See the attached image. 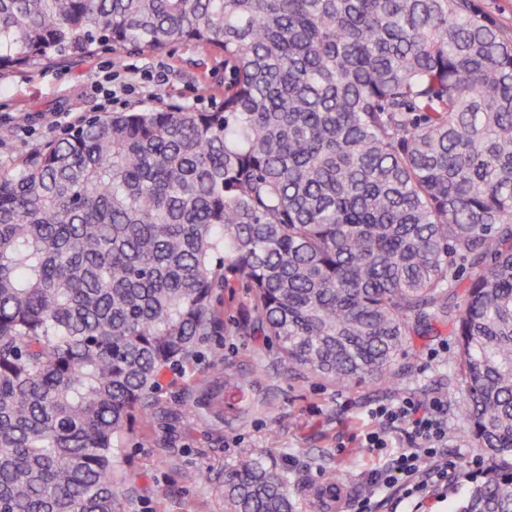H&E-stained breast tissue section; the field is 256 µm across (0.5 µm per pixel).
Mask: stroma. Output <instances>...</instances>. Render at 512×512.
<instances>
[{
    "label": "stroma",
    "instance_id": "35a3bbf8",
    "mask_svg": "<svg viewBox=\"0 0 512 512\" xmlns=\"http://www.w3.org/2000/svg\"><path fill=\"white\" fill-rule=\"evenodd\" d=\"M223 100V56H201L189 43L163 54L106 52L0 71V166L103 108L121 112L163 101L206 112ZM213 303L223 328L200 338L194 361L169 372L150 416L136 418L122 440L116 477L122 512H225L224 479L243 455L287 475L294 512H354L366 495L374 512H455L485 473L487 460L462 412L464 393L448 383L459 357L450 328L414 340L395 385L344 387L277 369L272 342L242 327L252 312L246 289H215ZM219 369L238 374L239 384L214 383ZM434 395L448 399L455 469L416 499L372 487L371 471L390 465L405 443L392 433L386 447H364L363 434L376 427L370 409ZM199 469L209 480L185 481L187 471Z\"/></svg>",
    "mask_w": 512,
    "mask_h": 512
}]
</instances>
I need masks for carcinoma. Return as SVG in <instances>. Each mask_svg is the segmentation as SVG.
<instances>
[{
    "label": "carcinoma",
    "mask_w": 512,
    "mask_h": 512,
    "mask_svg": "<svg viewBox=\"0 0 512 512\" xmlns=\"http://www.w3.org/2000/svg\"><path fill=\"white\" fill-rule=\"evenodd\" d=\"M224 56L221 109L93 114L0 168V512H121L118 448L245 288L290 375L391 383L451 326L512 512V33L472 0H0V70ZM226 512H293L251 455Z\"/></svg>",
    "instance_id": "carcinoma-1"
}]
</instances>
